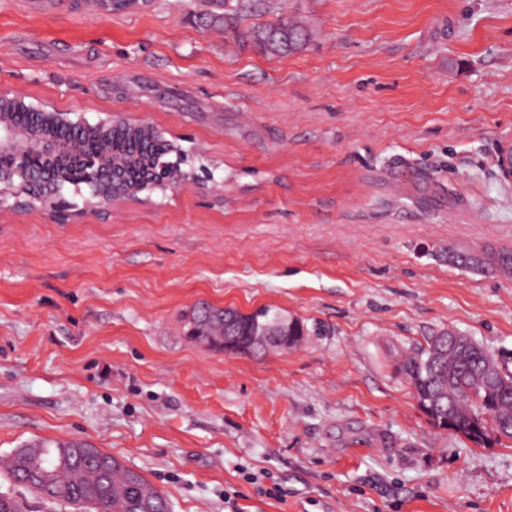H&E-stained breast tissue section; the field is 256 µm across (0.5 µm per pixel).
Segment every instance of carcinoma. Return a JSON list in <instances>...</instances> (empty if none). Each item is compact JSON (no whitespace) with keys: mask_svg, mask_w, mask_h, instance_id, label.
I'll list each match as a JSON object with an SVG mask.
<instances>
[{"mask_svg":"<svg viewBox=\"0 0 512 512\" xmlns=\"http://www.w3.org/2000/svg\"><path fill=\"white\" fill-rule=\"evenodd\" d=\"M249 39L269 55H286L308 39L303 27L288 23H269L249 31ZM131 164L140 165L151 155L149 139L129 129L82 136L88 153L99 150L104 141ZM448 262L475 270L512 278V251L486 248L479 252H448ZM221 320L224 336H243L259 324L280 319L277 312L261 307L252 315L235 309L214 308L207 303L195 306L192 327L199 329L196 339L205 340L209 325L202 319ZM486 348L478 342L462 347L443 332L432 336L427 345L415 349L395 364L396 371L414 391L422 410H431L433 425L448 419V430L466 437L477 445L487 446L502 439H512V370L504 368L507 387L488 388L482 382ZM31 453L10 458L5 470L13 481L38 495L40 480L47 478L58 488L60 497L78 512H139L138 502H149L153 512H170L164 494L140 472L99 448L85 457L79 450L87 444L77 440L32 442Z\"/></svg>","mask_w":512,"mask_h":512,"instance_id":"1","label":"carcinoma"}]
</instances>
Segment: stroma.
<instances>
[{
  "label": "stroma",
  "instance_id": "35a3bbf8",
  "mask_svg": "<svg viewBox=\"0 0 512 512\" xmlns=\"http://www.w3.org/2000/svg\"><path fill=\"white\" fill-rule=\"evenodd\" d=\"M240 5L0 0V89L146 116L223 185L0 214V460L83 439L172 512H512V441L434 427L395 371L444 331L512 357V278L448 262L512 250V0ZM278 20L302 48L238 46ZM201 301L308 334L218 352L188 335Z\"/></svg>",
  "mask_w": 512,
  "mask_h": 512
}]
</instances>
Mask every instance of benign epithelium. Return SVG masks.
I'll return each instance as SVG.
<instances>
[{"label": "benign epithelium", "mask_w": 512, "mask_h": 512, "mask_svg": "<svg viewBox=\"0 0 512 512\" xmlns=\"http://www.w3.org/2000/svg\"><path fill=\"white\" fill-rule=\"evenodd\" d=\"M23 111L40 116L55 132H38L32 136L19 131L12 119ZM133 130H148L155 135L154 153L167 156L151 168L133 177L127 164L104 147L95 157L82 151L76 136L84 130L110 132L121 125ZM182 137L175 136L141 116L128 120L118 112H109L90 121L84 116L66 112L46 102L35 101L25 93L0 91V212L22 214L40 209L54 219L65 220L76 205L67 202L63 190L66 174L81 175L72 183L88 189L84 207L79 214L112 215V207L129 203H144L156 191L175 192L187 186L218 190L212 172L200 176L194 170H175L184 162ZM288 337L281 330L264 329L254 336L224 341L223 351L249 353L258 346L283 349Z\"/></svg>", "instance_id": "7a95c632"}]
</instances>
